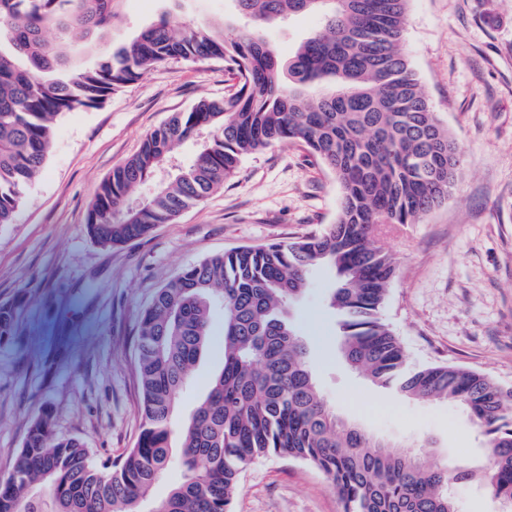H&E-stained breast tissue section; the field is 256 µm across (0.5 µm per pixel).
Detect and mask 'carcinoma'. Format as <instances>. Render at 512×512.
Wrapping results in <instances>:
<instances>
[{"mask_svg": "<svg viewBox=\"0 0 512 512\" xmlns=\"http://www.w3.org/2000/svg\"><path fill=\"white\" fill-rule=\"evenodd\" d=\"M118 0H0V225L14 222L42 172L57 118L106 97L170 60L218 59L232 90L175 112L140 151L112 169L90 203L87 232L112 247L143 239L201 204L239 173L242 160L298 143L342 192L322 234L242 246L183 267L141 312L136 368L141 429L120 460L94 462L76 438L58 436L44 412L30 425L13 472L0 478V512H141L179 441L182 480L155 512H231L242 471L268 454L322 471L345 512H457L450 487L462 465L432 467L340 417L320 394L289 309L308 274H335L329 302L343 360L408 399L461 405L489 437L487 487L512 503V389L454 366L412 369L380 315L394 258L374 246L378 224H416L452 193L462 150L444 127L402 49L409 0H233L242 25L217 29L169 16L109 58L77 62L69 41L112 37ZM315 13L321 27L287 63L265 24ZM207 134L195 159L148 200L131 195L174 149ZM224 307V366L184 424L179 396ZM14 331L0 305V341Z\"/></svg>", "mask_w": 512, "mask_h": 512, "instance_id": "obj_1", "label": "carcinoma"}]
</instances>
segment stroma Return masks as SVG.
Returning a JSON list of instances; mask_svg holds the SVG:
<instances>
[{
	"label": "stroma",
	"mask_w": 512,
	"mask_h": 512,
	"mask_svg": "<svg viewBox=\"0 0 512 512\" xmlns=\"http://www.w3.org/2000/svg\"><path fill=\"white\" fill-rule=\"evenodd\" d=\"M121 17L95 56L170 13L187 24L229 22L231 0H118ZM320 25L305 14L266 27L281 59ZM403 47L438 118L464 151L448 200L416 224H381L375 245L396 261L382 317L410 367L454 365L512 388V0H409ZM229 88L218 60H172L100 106L61 116L39 179L14 223L0 226V305L15 330L0 342V477L13 468L34 418L49 412L61 437L94 461L133 448L141 423L137 321L183 266L244 246L319 234L335 222L341 192L304 149L281 144L245 158L238 177L147 238L104 247L87 233L88 207L112 168L144 136L200 98ZM331 270L309 274L290 319L308 345L321 393L370 433L459 463V512H501L488 490L485 438L446 401L402 398L353 372L336 352ZM222 311L176 407L188 418L223 364ZM232 512H343L312 464L270 455L243 472Z\"/></svg>",
	"instance_id": "stroma-1"
}]
</instances>
